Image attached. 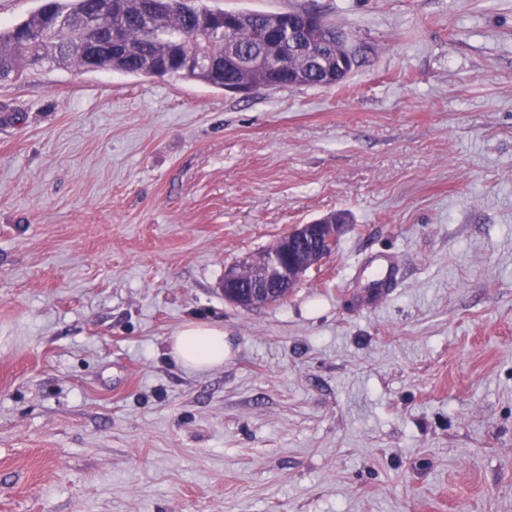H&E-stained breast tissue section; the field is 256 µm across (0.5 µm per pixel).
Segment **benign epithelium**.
I'll list each match as a JSON object with an SVG mask.
<instances>
[{
	"instance_id": "1",
	"label": "benign epithelium",
	"mask_w": 512,
	"mask_h": 512,
	"mask_svg": "<svg viewBox=\"0 0 512 512\" xmlns=\"http://www.w3.org/2000/svg\"><path fill=\"white\" fill-rule=\"evenodd\" d=\"M345 229L322 219L294 225L258 258L224 268V299L253 309L288 294L298 286L306 265L325 258V245L335 243Z\"/></svg>"
}]
</instances>
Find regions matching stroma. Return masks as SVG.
<instances>
[{"label": "stroma", "instance_id": "obj_1", "mask_svg": "<svg viewBox=\"0 0 512 512\" xmlns=\"http://www.w3.org/2000/svg\"><path fill=\"white\" fill-rule=\"evenodd\" d=\"M205 3L320 11L356 63L0 82V512H512V0ZM339 210L287 299L225 300ZM193 321L223 366L172 361ZM168 353L187 370L203 371L224 364V327L188 323L168 339Z\"/></svg>", "mask_w": 512, "mask_h": 512}]
</instances>
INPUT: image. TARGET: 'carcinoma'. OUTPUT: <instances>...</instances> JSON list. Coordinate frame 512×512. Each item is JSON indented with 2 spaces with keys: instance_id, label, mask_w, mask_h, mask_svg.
<instances>
[{
  "instance_id": "carcinoma-1",
  "label": "carcinoma",
  "mask_w": 512,
  "mask_h": 512,
  "mask_svg": "<svg viewBox=\"0 0 512 512\" xmlns=\"http://www.w3.org/2000/svg\"><path fill=\"white\" fill-rule=\"evenodd\" d=\"M75 28L54 30L58 19ZM210 8L203 0H45L22 22L0 27V80L44 63L77 70H112L163 77L166 73L235 92L285 89L288 84L332 87L355 64L345 37L320 14ZM90 20L121 40L97 59L80 51ZM200 55L190 62L183 46Z\"/></svg>"
}]
</instances>
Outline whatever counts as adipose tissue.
<instances>
[{
	"label": "adipose tissue",
	"mask_w": 512,
	"mask_h": 512,
	"mask_svg": "<svg viewBox=\"0 0 512 512\" xmlns=\"http://www.w3.org/2000/svg\"><path fill=\"white\" fill-rule=\"evenodd\" d=\"M168 353L187 370L203 371L224 363V328L208 323H189L168 339Z\"/></svg>",
	"instance_id": "obj_1"
}]
</instances>
